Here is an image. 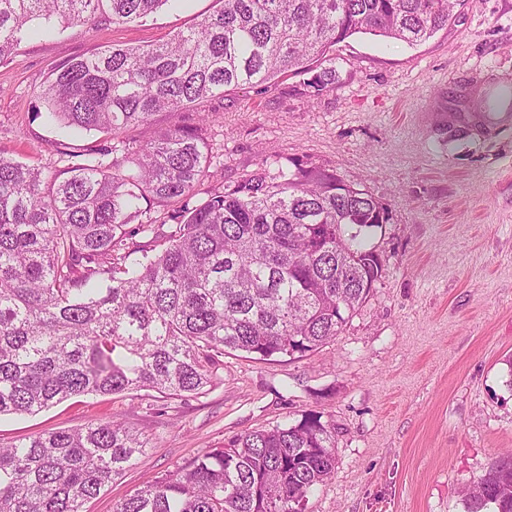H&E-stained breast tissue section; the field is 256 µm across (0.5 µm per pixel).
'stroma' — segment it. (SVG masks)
Masks as SVG:
<instances>
[{
    "label": "stroma",
    "mask_w": 512,
    "mask_h": 512,
    "mask_svg": "<svg viewBox=\"0 0 512 512\" xmlns=\"http://www.w3.org/2000/svg\"><path fill=\"white\" fill-rule=\"evenodd\" d=\"M214 0H184L144 21L82 31L32 25L0 64V155L63 176L67 136L36 96L60 61L112 43L149 45L195 25ZM329 57L336 84L307 75L226 90L195 112H164L155 130L210 114L203 137L223 188L262 161L336 171L389 210L369 242L385 270L334 341L298 360L225 355L205 394L76 397L1 416L0 441L117 420L151 440L145 455L86 505L116 501L235 436L320 416L336 464L306 512H463L462 492L512 450V0H458L447 29L418 44L355 35ZM488 112L484 126L468 117Z\"/></svg>",
    "instance_id": "1"
}]
</instances>
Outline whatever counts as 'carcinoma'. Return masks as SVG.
I'll list each match as a JSON object with an SVG mask.
<instances>
[{"label":"carcinoma","mask_w":512,"mask_h":512,"mask_svg":"<svg viewBox=\"0 0 512 512\" xmlns=\"http://www.w3.org/2000/svg\"><path fill=\"white\" fill-rule=\"evenodd\" d=\"M180 2L0 0V63L36 20L127 24ZM215 2L161 43L112 44L47 74L36 95L48 117L105 135L68 177L0 155V416L89 394L201 395L226 353L295 360L329 343L382 278L366 230L387 223L388 209L336 171L264 161L194 204L215 177L209 115L147 141L125 133L229 86L311 72L319 92L336 81L323 66L333 46L356 34L416 45L448 26L457 0ZM174 203L173 230L143 220ZM148 445L114 420L0 444V512H86ZM334 448V429L304 415L208 450L112 512H306ZM463 502L465 512H512V451Z\"/></svg>","instance_id":"obj_1"}]
</instances>
